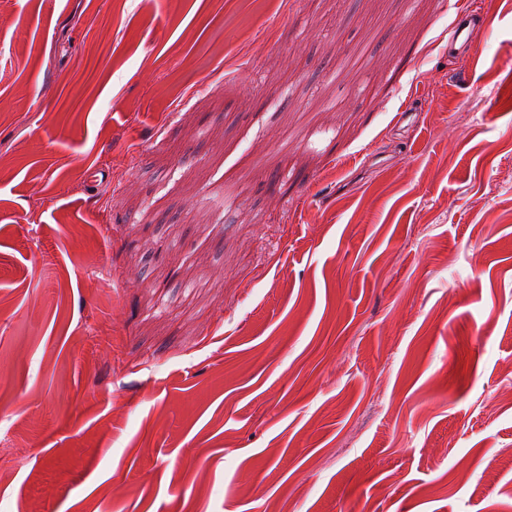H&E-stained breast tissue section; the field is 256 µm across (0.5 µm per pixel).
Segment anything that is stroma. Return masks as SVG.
Listing matches in <instances>:
<instances>
[{"mask_svg":"<svg viewBox=\"0 0 512 512\" xmlns=\"http://www.w3.org/2000/svg\"><path fill=\"white\" fill-rule=\"evenodd\" d=\"M476 2L0 0V512H512ZM453 6L456 16L448 27V47L458 54H467L472 50L482 24L478 15L470 10L469 2L457 1Z\"/></svg>","mask_w":512,"mask_h":512,"instance_id":"35a3bbf8","label":"stroma"}]
</instances>
